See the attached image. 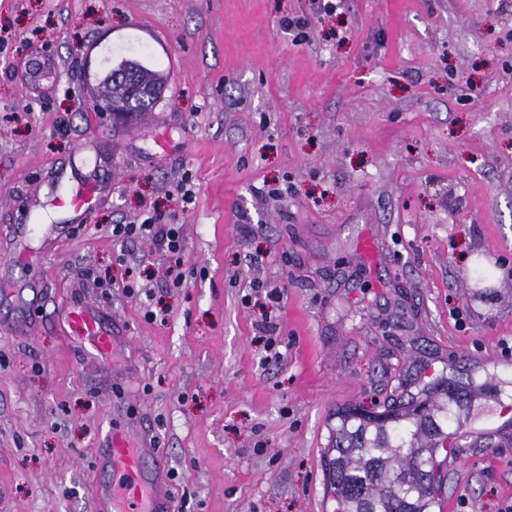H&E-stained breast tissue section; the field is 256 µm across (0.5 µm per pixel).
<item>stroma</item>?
<instances>
[{"label":"stroma","instance_id":"stroma-1","mask_svg":"<svg viewBox=\"0 0 512 512\" xmlns=\"http://www.w3.org/2000/svg\"><path fill=\"white\" fill-rule=\"evenodd\" d=\"M142 57L169 72L152 111H100L92 74ZM90 175L112 191L86 227L36 268L0 262V291L42 295L22 334L0 303V512H96L115 421L166 457L176 512H333L337 411L432 374L512 379V0H0V252L15 198ZM150 207L183 229V287L106 232ZM73 302L113 326L111 359L64 333ZM466 431L445 512H499L512 409L483 401Z\"/></svg>","mask_w":512,"mask_h":512}]
</instances>
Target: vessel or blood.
I'll use <instances>...</instances> for the list:
<instances>
[{
  "label": "vessel or blood",
  "instance_id": "vessel-or-blood-1",
  "mask_svg": "<svg viewBox=\"0 0 512 512\" xmlns=\"http://www.w3.org/2000/svg\"><path fill=\"white\" fill-rule=\"evenodd\" d=\"M101 187L87 179L78 187L64 186L52 199L53 207L63 215L82 222L92 209ZM18 222L11 229L10 261L30 265L36 260L29 243L39 239L53 244L59 233L55 224L35 223V204L27 197L14 203ZM63 326L68 335L80 337L85 352L93 357L110 355L115 344L113 333L99 312L86 304L71 305L64 312ZM100 470L109 478L96 488L98 512H175L174 497L162 476L165 462L157 448L131 425L109 426L99 455Z\"/></svg>",
  "mask_w": 512,
  "mask_h": 512
}]
</instances>
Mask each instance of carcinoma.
Returning a JSON list of instances; mask_svg holds the SVG:
<instances>
[{"instance_id":"1","label":"carcinoma","mask_w":512,"mask_h":512,"mask_svg":"<svg viewBox=\"0 0 512 512\" xmlns=\"http://www.w3.org/2000/svg\"><path fill=\"white\" fill-rule=\"evenodd\" d=\"M124 72L144 89L137 106L149 112L168 82V73L139 59L123 58L93 86L96 98L110 96L125 103V86L115 74ZM512 381L480 382L439 375L403 393L380 413L349 409L339 413L327 450L328 485L336 512H435L439 503L438 456L448 452L453 420L462 426L473 401L488 386Z\"/></svg>"}]
</instances>
